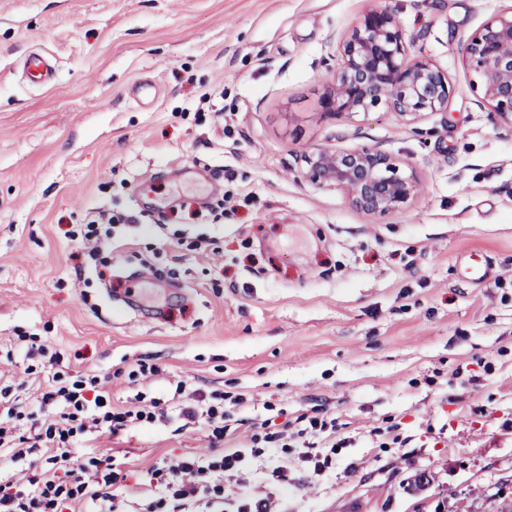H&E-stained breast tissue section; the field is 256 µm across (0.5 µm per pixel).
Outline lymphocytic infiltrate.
Returning <instances> with one entry per match:
<instances>
[{"label": "lymphocytic infiltrate", "instance_id": "1", "mask_svg": "<svg viewBox=\"0 0 512 512\" xmlns=\"http://www.w3.org/2000/svg\"><path fill=\"white\" fill-rule=\"evenodd\" d=\"M224 395L193 390L190 402L168 409L165 401L138 395L128 408H116L109 394L98 388L97 378L64 380L53 376L39 404L48 414L34 433H24L29 417L8 406L0 418V447L26 444L48 452L40 473L25 481L0 485V512H70L83 503L87 512H120L119 505L140 497L141 512H224V477L244 470L264 454L287 453L298 446L336 448V422L310 418L299 429L263 427L248 448H234L166 458L150 466L147 485H130L106 450L73 459L72 448L89 434L114 437L132 428H149L178 419L183 425L205 430L209 445L222 442L229 427Z\"/></svg>", "mask_w": 512, "mask_h": 512}]
</instances>
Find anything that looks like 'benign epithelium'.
<instances>
[{
  "label": "benign epithelium",
  "mask_w": 512,
  "mask_h": 512,
  "mask_svg": "<svg viewBox=\"0 0 512 512\" xmlns=\"http://www.w3.org/2000/svg\"><path fill=\"white\" fill-rule=\"evenodd\" d=\"M484 101L512 125V8L484 22L462 46ZM340 63L322 107L350 118L384 109L417 117L448 109V74L425 56L410 57L406 34L387 7L365 11L339 46ZM310 183L343 192L348 204L369 216L402 210L418 192L413 171L370 147L314 148L301 158Z\"/></svg>",
  "instance_id": "1"
}]
</instances>
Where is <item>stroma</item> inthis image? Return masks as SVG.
<instances>
[{
	"label": "stroma",
	"mask_w": 512,
	"mask_h": 512,
	"mask_svg": "<svg viewBox=\"0 0 512 512\" xmlns=\"http://www.w3.org/2000/svg\"><path fill=\"white\" fill-rule=\"evenodd\" d=\"M393 10L448 108L408 120L324 112L340 38ZM512 0H0V389L23 410L49 357L115 404L188 389L242 395L253 423L334 415L322 472L225 477L275 512H498L512 500V127L460 48ZM40 51L52 82L27 79ZM376 148L420 189L372 218L303 178L314 147ZM120 219L89 256L69 237ZM490 278H464L473 260ZM41 344L45 355L26 357ZM151 381L129 379L138 360ZM129 482L204 453L168 424L111 440Z\"/></svg>",
	"instance_id": "35a3bbf8"
}]
</instances>
